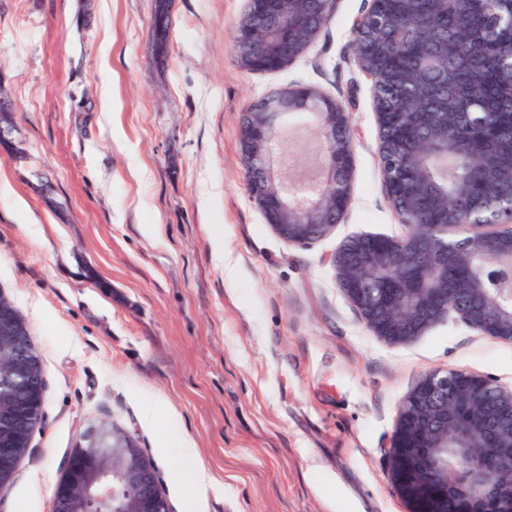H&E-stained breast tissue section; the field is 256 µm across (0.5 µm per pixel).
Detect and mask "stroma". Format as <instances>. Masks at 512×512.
Wrapping results in <instances>:
<instances>
[{
  "label": "stroma",
  "instance_id": "stroma-1",
  "mask_svg": "<svg viewBox=\"0 0 512 512\" xmlns=\"http://www.w3.org/2000/svg\"><path fill=\"white\" fill-rule=\"evenodd\" d=\"M245 5L170 0L161 53L153 0H0V92L29 155L0 151L12 188L0 194V290L45 381L43 420L0 512H50L71 448L102 421L136 434L172 512H194L180 485L201 468L217 480L203 512H408L389 450L421 376L464 369L512 386V343L449 318L387 344L336 282L343 240L404 232L370 80L353 61L365 0H336L304 55L268 73L236 60ZM297 85L339 100L355 141L351 206L309 245L266 223L239 149L247 108ZM310 124L283 120L281 180L299 181ZM148 224L160 235H144ZM217 228L239 262L232 284L212 251ZM146 397L164 404L152 425L140 418ZM177 436L196 457L169 454Z\"/></svg>",
  "mask_w": 512,
  "mask_h": 512
}]
</instances>
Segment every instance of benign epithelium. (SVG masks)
I'll use <instances>...</instances> for the list:
<instances>
[{"label": "benign epithelium", "instance_id": "obj_1", "mask_svg": "<svg viewBox=\"0 0 512 512\" xmlns=\"http://www.w3.org/2000/svg\"><path fill=\"white\" fill-rule=\"evenodd\" d=\"M379 0L352 27L354 60L371 80L370 94L378 130L400 132L410 126L430 130L427 141H408L409 164L403 177L390 169L399 155L378 146L383 182L390 202L410 199L409 214L395 210L405 232L400 237L354 236L344 240L332 257L336 279L369 330L381 339L407 344L444 318L457 319L481 336L512 342V201L494 211L487 222L473 218L475 205L465 203L434 220L422 211V190L430 183L448 191L466 179L481 180L474 161L451 126L446 112L381 109L384 76L377 69L373 44L367 39L379 27ZM335 0H247L237 26L236 58L253 72L281 70L300 58L329 22ZM493 27L512 26V0H491ZM448 39L428 34L408 58L416 69L436 71L443 57L459 60ZM455 99L466 101L470 127L484 122L480 104L467 100L459 88ZM304 113L312 118L319 152L312 177L297 189L275 176L272 160L282 118ZM14 122L0 120V149L18 159ZM248 192L266 222L290 244H309L332 232L331 217L345 215L352 203L354 146L350 114L335 98L308 86L274 92L253 104L239 133ZM0 365L12 376L7 407L0 408V491L12 481L42 421L44 381L40 360L27 326L0 291ZM454 409L470 410L479 421L448 423ZM391 467L397 478L411 469L410 451L435 449L422 469L424 488L444 499L457 490L467 512H512V496L487 475L479 456L448 461L450 448H498L499 467L512 470V387L463 369L435 370L424 375L398 410ZM163 489L137 438L114 424L100 422L72 448L56 485L52 512H160Z\"/></svg>", "mask_w": 512, "mask_h": 512}]
</instances>
